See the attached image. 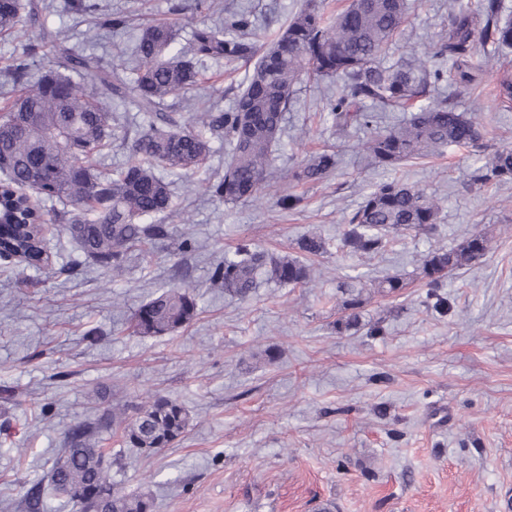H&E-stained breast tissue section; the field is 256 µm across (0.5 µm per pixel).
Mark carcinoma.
<instances>
[{
    "label": "carcinoma",
    "instance_id": "1",
    "mask_svg": "<svg viewBox=\"0 0 512 512\" xmlns=\"http://www.w3.org/2000/svg\"><path fill=\"white\" fill-rule=\"evenodd\" d=\"M409 9V0H350L328 20L316 0H307L267 45L253 40L256 22L247 9L227 11L222 26L196 27L186 43L174 27L148 24L135 43V65L121 70L103 66L94 54L68 45V38L56 33L50 40L54 66L32 79L29 63L19 58L5 73L24 92L0 117V225H9L10 217L23 212L28 217L24 224L10 225L0 247L30 267L46 264L45 203L66 200L74 213L63 230L76 245L75 264L90 262L122 273L128 251L169 236L167 225L142 220L173 214L168 175L201 167L210 151L206 128L224 130L227 153L224 174L204 182L205 191L227 205L257 200L272 171L296 86L305 80L340 87L326 99L328 115L340 134L352 128L369 132L362 150L372 165L395 168L450 146H479L482 134L474 118L446 97L430 98V92L451 87L458 95L479 83L483 65L473 62L476 45L512 48V18L502 17L500 0H486L484 22L479 14L452 5L448 31L422 56L387 65L383 59L403 34ZM23 20L40 23L33 5L0 0V33L13 31ZM209 61L251 68L227 109L218 114L206 110L186 126L166 112L167 100L187 96L196 86L198 68ZM75 75L86 81H75ZM497 99L512 104V71L507 68L500 73ZM112 100L134 106L147 129L129 146L125 166L107 173L93 168L91 161L111 145ZM380 112L404 116L381 129ZM339 162L338 153L323 151L289 171L287 178L321 182ZM474 180L482 186L512 183V147L487 153ZM439 220L433 195L399 179L383 181L351 214L342 245L376 253L389 234L431 227ZM487 251L488 239L474 233L455 248L426 257L420 275L434 308H448L442 293L447 275ZM264 277L295 286L310 279V268L242 244L224 255L210 280L225 293L245 299ZM196 314L189 289L165 288L135 311L133 331L143 337L164 335ZM117 419L116 412L106 409L71 426L48 476L49 487L56 495L64 491L84 512H153L151 497L118 488L111 467L102 466L98 436ZM191 422L182 404L155 396L125 421L124 441L141 451L160 450L187 432ZM44 495L40 484L27 491L29 512H41Z\"/></svg>",
    "mask_w": 512,
    "mask_h": 512
}]
</instances>
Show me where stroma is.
<instances>
[{
  "label": "stroma",
  "instance_id": "35a3bbf8",
  "mask_svg": "<svg viewBox=\"0 0 512 512\" xmlns=\"http://www.w3.org/2000/svg\"><path fill=\"white\" fill-rule=\"evenodd\" d=\"M43 2L49 27L84 46L88 17L74 0ZM95 2L97 17L127 21L94 47L113 66L150 21L176 23L186 37L201 23L222 24L232 4L253 12L262 44L304 0H218L205 15L194 0ZM449 5L411 0L406 28L415 37L398 39L390 61L413 59L416 41H437ZM245 74L209 64L193 97L168 99V109L186 120L208 102L227 108ZM497 77L486 67L482 83L455 99L479 123L480 147H450L394 171L367 166L362 132L337 134L323 108L335 85L301 83L260 201L227 206L204 193L200 178L224 170V133L211 130L209 157L197 177L178 179L177 214L152 257L132 251L117 278L92 264L71 272L74 245L57 230L48 266L0 272V389L18 396L0 405V512H27L26 492L47 480L71 425L106 407L133 416L155 396L193 418L173 445L130 448L118 427L99 439L113 482L151 494L154 512H512V183L472 180L484 153L512 145V108L494 99ZM110 107L107 162L116 167L144 124L130 105ZM327 149L341 162L323 181L281 179ZM393 177L438 198L439 224L390 234L374 255L344 248L351 213ZM286 193L300 197L296 209L280 207ZM475 233L490 251L448 275V311L435 312L423 260ZM313 235L323 254L299 249ZM186 239L191 249H182ZM244 242L302 261L312 280H265L244 300L225 295L211 272ZM348 275L362 278V308L358 327L341 332ZM391 275L404 288H379ZM171 286L190 289L196 316L162 336L135 335L134 311ZM374 325L381 334L369 335ZM99 388L104 398L89 400Z\"/></svg>",
  "mask_w": 512,
  "mask_h": 512
}]
</instances>
